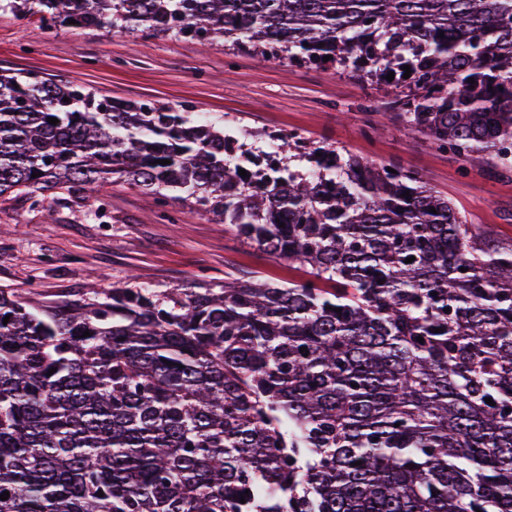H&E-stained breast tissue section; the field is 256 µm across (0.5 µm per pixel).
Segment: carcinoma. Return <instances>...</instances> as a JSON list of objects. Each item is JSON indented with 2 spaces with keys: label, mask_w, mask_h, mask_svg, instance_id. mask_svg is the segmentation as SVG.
Instances as JSON below:
<instances>
[{
  "label": "carcinoma",
  "mask_w": 512,
  "mask_h": 512,
  "mask_svg": "<svg viewBox=\"0 0 512 512\" xmlns=\"http://www.w3.org/2000/svg\"><path fill=\"white\" fill-rule=\"evenodd\" d=\"M0 12L329 64L384 84L394 117L438 148L512 166V0ZM270 140L271 153L186 112L0 73V198L34 208L114 178L178 191L307 268L300 283L95 289L72 305L0 288V512H512V245L411 170Z\"/></svg>",
  "instance_id": "carcinoma-1"
}]
</instances>
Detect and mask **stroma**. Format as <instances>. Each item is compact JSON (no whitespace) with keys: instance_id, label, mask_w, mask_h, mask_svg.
<instances>
[{"instance_id":"obj_1","label":"stroma","mask_w":512,"mask_h":512,"mask_svg":"<svg viewBox=\"0 0 512 512\" xmlns=\"http://www.w3.org/2000/svg\"><path fill=\"white\" fill-rule=\"evenodd\" d=\"M0 70L84 85L99 96L167 103L250 133H292L380 165L410 169L494 239L512 243V170L470 168L393 117L376 85L224 40L208 47L106 28L65 30L38 15L0 16ZM255 273L304 279L302 266L242 242L210 214L123 182L67 205L0 200V288L40 305L84 299L89 285L158 291Z\"/></svg>"}]
</instances>
